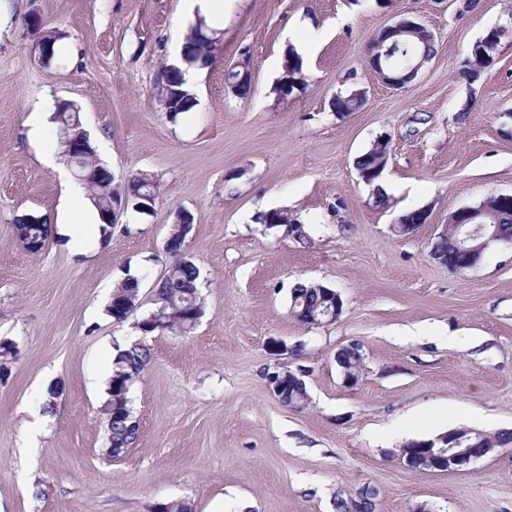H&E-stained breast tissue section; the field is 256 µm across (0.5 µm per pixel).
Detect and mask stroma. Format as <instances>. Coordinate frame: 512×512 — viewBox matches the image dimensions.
Wrapping results in <instances>:
<instances>
[{
	"instance_id": "35a3bbf8",
	"label": "stroma",
	"mask_w": 512,
	"mask_h": 512,
	"mask_svg": "<svg viewBox=\"0 0 512 512\" xmlns=\"http://www.w3.org/2000/svg\"><path fill=\"white\" fill-rule=\"evenodd\" d=\"M0 17V512H154L182 500L193 512H336V496L376 490L375 512H512V446L466 470L417 473L400 453L411 440L456 428L493 434L512 425V247L454 273L430 256L453 211L512 193V38L482 83L457 76L482 33L512 28V0L459 15L454 0H230L213 64L199 70L197 108L170 119L157 79L192 24L183 0H10ZM60 34L40 62L30 17ZM436 37V53L405 88L369 65L368 40L402 18ZM320 34L308 87L281 99L288 25ZM251 59L253 92L224 91V70ZM361 89L360 111L329 109ZM74 102L95 153L116 181L155 180L149 212L121 213L74 252L50 235L26 251L14 229L31 214L56 224L73 182L44 164L27 122L36 105ZM471 105L465 121L457 114ZM390 141L378 197L355 167ZM287 211L296 241L256 222ZM426 224L403 236V213ZM193 217L185 250L200 271L204 315L191 333L143 337L152 288L172 258L174 214ZM142 283L122 322L107 312L126 275ZM317 282L338 292L333 322L305 325L290 291ZM478 347H469V340ZM144 341L152 356L129 392L137 444L109 458L102 408L117 348ZM361 345L346 384L336 353ZM302 371L309 401L284 406L269 377ZM59 395L46 409L49 388Z\"/></svg>"
}]
</instances>
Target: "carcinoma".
<instances>
[{"label":"carcinoma","instance_id":"obj_1","mask_svg":"<svg viewBox=\"0 0 512 512\" xmlns=\"http://www.w3.org/2000/svg\"><path fill=\"white\" fill-rule=\"evenodd\" d=\"M218 36L219 32L206 26L200 20L192 32L187 35L183 61L193 67H199L212 58L214 43L206 39V35ZM396 44L397 50L390 56L388 64L400 78L402 85L411 83L417 72L413 67L418 60H427L436 52L435 41L421 40L418 36L407 31L400 34H388L384 39V45ZM500 39L496 29L492 28L487 35L472 46L467 63L459 68L458 78L466 81L467 85L479 84L484 80L486 70L496 55ZM304 71L299 60L288 57L283 66L278 86L290 87V92L297 91L291 86V80L303 75ZM185 80L182 70L163 67L158 79V95L162 101L165 112L170 119L189 111L194 106V97L189 91L183 89ZM366 102V98L353 95L349 92L336 94L330 102L332 111L339 115L360 110ZM56 123H67L75 127L82 126L80 111L72 102H65L56 107L54 113ZM86 172L91 174L90 185L86 186L87 192L95 208L100 214H106L113 205L127 201V206L133 207L139 212L148 210L146 202L133 197L127 188L115 184L112 172L96 159L87 160L84 166ZM485 205L495 211L494 223L500 227L501 236L512 241V209L497 207L496 197L491 196L485 200ZM20 235L31 242L47 241L49 236L48 224L41 219L33 224L25 220L21 221ZM433 251L448 257V265L457 267L465 273L470 270V259L461 252L455 244L454 237L439 240L433 246ZM199 269L192 260L177 258L169 267L164 276L157 282L153 289L154 308L145 317L149 328L146 334L166 333L179 331L190 332L194 323L190 311L204 309L201 293L197 280ZM141 296L140 280L134 276H127L112 291V300L108 305V312L117 322L126 319L128 310L124 305L133 303ZM328 305L325 294V286L317 283H298L290 293L291 313L303 324L312 325L314 319L320 317V312ZM150 348L146 345H135L121 351L119 357L113 358L112 375L108 384V399L106 404L112 407V416L107 418L109 443L112 454L122 455L127 449L133 447L138 439V431L129 427L124 413L128 412L129 391L123 389V373L133 368L142 372L149 362ZM337 358L342 365L350 370H356L363 361L360 348L355 345H345L337 353ZM307 400V388L305 381L297 376H288V385L284 391L282 403L286 406L301 408ZM467 443L478 451L485 448H504L512 444V434L493 435L470 431L467 433Z\"/></svg>","mask_w":512,"mask_h":512}]
</instances>
